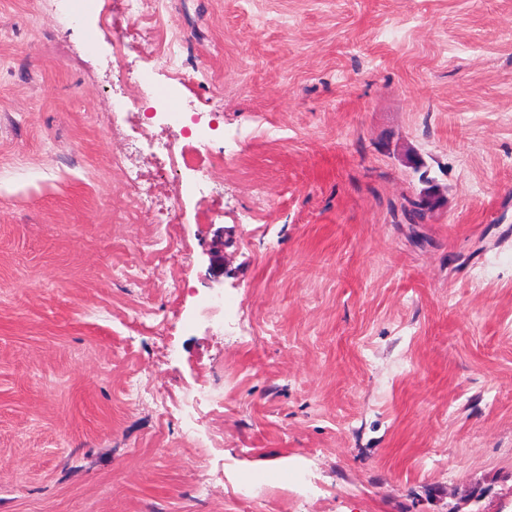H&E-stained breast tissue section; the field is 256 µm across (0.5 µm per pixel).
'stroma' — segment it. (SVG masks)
Listing matches in <instances>:
<instances>
[{
	"label": "stroma",
	"instance_id": "35a3bbf8",
	"mask_svg": "<svg viewBox=\"0 0 512 512\" xmlns=\"http://www.w3.org/2000/svg\"><path fill=\"white\" fill-rule=\"evenodd\" d=\"M141 9L119 71L117 0H0V512H512V0ZM168 88L210 172L165 169ZM123 163L136 206L152 214L158 224L179 223L175 201H172L170 205L159 204L153 196L144 174L134 165L132 158L126 157ZM202 401L213 404L208 393L204 389L200 388L196 390L183 391L181 394L175 396L172 400L170 396H167L165 399H161L158 402L160 403L162 413L166 415L168 410H170L169 402L171 403V406L176 410L185 412L195 410L196 407L202 403Z\"/></svg>",
	"mask_w": 512,
	"mask_h": 512
}]
</instances>
